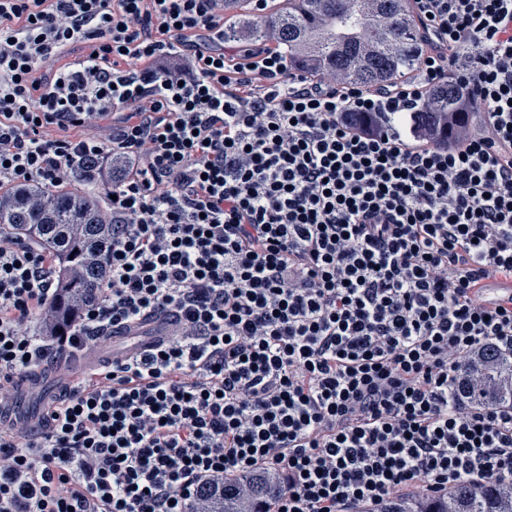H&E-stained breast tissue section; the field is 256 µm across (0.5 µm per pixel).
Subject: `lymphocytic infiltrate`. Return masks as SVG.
Instances as JSON below:
<instances>
[{"label":"lymphocytic infiltrate","mask_w":512,"mask_h":512,"mask_svg":"<svg viewBox=\"0 0 512 512\" xmlns=\"http://www.w3.org/2000/svg\"><path fill=\"white\" fill-rule=\"evenodd\" d=\"M412 15L414 74L369 88L294 72L273 28L227 45L224 0H0V203L83 179L112 217L60 328L55 258L0 230V407L51 352L176 330L0 434V512H212L229 481L256 512L257 478L273 512H383L512 476V402L470 397L512 356V297H479L512 282V0ZM448 84L486 135L417 119ZM173 334L174 326L165 317H154L133 324L112 336L109 346L112 349V360L130 357L155 343L167 342L174 337Z\"/></svg>","instance_id":"lymphocytic-infiltrate-1"}]
</instances>
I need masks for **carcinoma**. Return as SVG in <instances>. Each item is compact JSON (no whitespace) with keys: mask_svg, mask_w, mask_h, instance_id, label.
Instances as JSON below:
<instances>
[{"mask_svg":"<svg viewBox=\"0 0 512 512\" xmlns=\"http://www.w3.org/2000/svg\"><path fill=\"white\" fill-rule=\"evenodd\" d=\"M367 7L349 8L345 0H284L267 21H258L239 8L240 0H224L227 11L224 41H260L267 27L277 28L281 47L294 63L309 58L316 71H340L360 85H385L407 77L416 69L422 51L420 32L407 13L406 0H369ZM457 89L453 86L428 90L419 105L424 113L452 107ZM37 187L16 190L0 207V226L23 238H34L57 260L62 287L52 312L61 321L66 312L82 306L101 282V259L112 241V225L104 220L103 197L70 187L50 203L36 207L31 198ZM476 402L512 400L511 393L493 388L486 377L484 392L475 393ZM512 500V490L495 483L480 488L460 485L447 502L424 496L419 505L404 497L392 498L385 512H512L503 503ZM232 484L216 500V512H236Z\"/></svg>","mask_w":512,"mask_h":512,"instance_id":"carcinoma-1","label":"carcinoma"}]
</instances>
